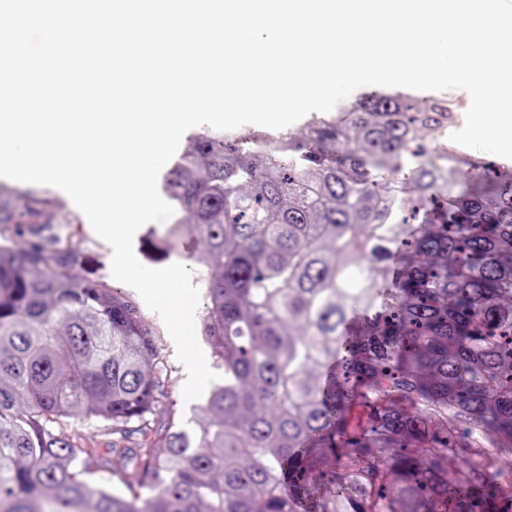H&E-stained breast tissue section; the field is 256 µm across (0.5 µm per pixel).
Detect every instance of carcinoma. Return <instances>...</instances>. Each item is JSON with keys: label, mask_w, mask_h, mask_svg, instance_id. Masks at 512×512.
Here are the masks:
<instances>
[{"label": "carcinoma", "mask_w": 512, "mask_h": 512, "mask_svg": "<svg viewBox=\"0 0 512 512\" xmlns=\"http://www.w3.org/2000/svg\"><path fill=\"white\" fill-rule=\"evenodd\" d=\"M452 118L378 91L306 143L193 137L163 241L197 243L224 381L186 425H150L151 329L30 232L49 201L18 195L0 212V512H512V471L484 465L512 455V172L462 184L426 161ZM408 154L413 195L392 183ZM77 418L104 423L126 491L84 480Z\"/></svg>", "instance_id": "1"}]
</instances>
